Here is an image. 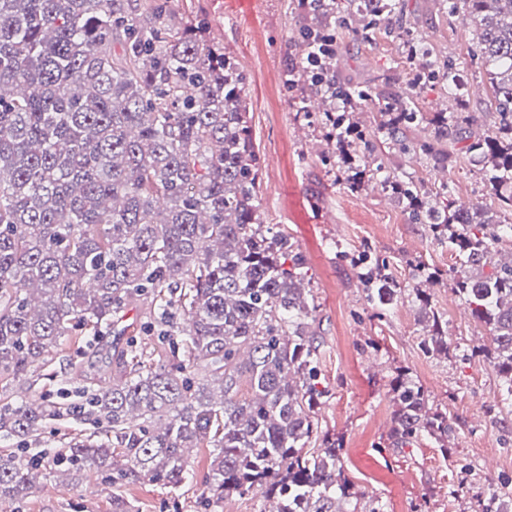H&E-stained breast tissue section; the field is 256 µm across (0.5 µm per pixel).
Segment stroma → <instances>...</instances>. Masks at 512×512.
<instances>
[{
  "instance_id": "stroma-1",
  "label": "stroma",
  "mask_w": 512,
  "mask_h": 512,
  "mask_svg": "<svg viewBox=\"0 0 512 512\" xmlns=\"http://www.w3.org/2000/svg\"><path fill=\"white\" fill-rule=\"evenodd\" d=\"M170 8L176 22L204 21L248 78L249 125L263 160L261 209L273 230L288 235L312 278L323 337L319 379L329 391L316 416L323 433L339 442L344 474L361 501H382L387 512H482L489 482L511 494L512 406L495 367L479 354L492 346L489 331L452 290L454 259L447 243L434 237L428 224L413 220L378 183L351 193L334 172L336 159L326 149L319 108L297 111L295 95L282 80L285 45L298 25L293 0H171ZM403 8L433 56L452 62L471 84L464 111H490L473 26L449 15L441 0H403ZM338 42L336 66L344 77L362 84L388 81L389 92L412 95L425 112L448 100L446 84L420 89L410 84V65L396 33L381 27L367 41L355 42L345 27ZM356 118L377 145L368 160L371 169L409 176L432 189L445 182L457 204L493 206L475 166L466 162L445 172L420 153L428 137L423 129L409 131L411 150L405 153L384 143L372 107L358 109ZM366 256L377 258L405 288L381 316L357 278L355 265ZM422 264L442 273L429 294L448 336L444 360L430 357L423 345L425 320L414 297ZM75 355L72 347L59 351L52 364L55 379L34 382L27 397L49 387L77 399L82 384L69 369ZM400 370L424 388L432 407L447 413V451L424 437L401 442L392 436L390 382ZM208 464V449L194 448L188 455L190 476L181 487L136 482L120 492L139 512H263V499L251 494L201 506ZM0 512H112V490L87 472L54 496L35 491L18 507L0 506Z\"/></svg>"
}]
</instances>
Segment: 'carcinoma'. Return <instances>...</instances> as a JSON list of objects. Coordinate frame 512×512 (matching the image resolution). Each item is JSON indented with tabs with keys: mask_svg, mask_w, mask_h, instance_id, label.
Here are the masks:
<instances>
[{
	"mask_svg": "<svg viewBox=\"0 0 512 512\" xmlns=\"http://www.w3.org/2000/svg\"><path fill=\"white\" fill-rule=\"evenodd\" d=\"M130 0H0V505L26 497L33 479H78L87 470L112 486V512H137L117 493L149 481L180 486L187 452L210 448L216 498L258 494L274 512H385L360 504L342 478L341 448L323 435L315 405L322 345L311 277L288 236L264 224L263 161L249 127L247 78L235 58L205 39L206 27L175 23L168 0L136 13ZM369 38L380 20L405 33L412 83L434 79L458 95L457 74L435 69L399 0H352ZM305 54L283 74L303 105L323 113L336 99L373 106L385 140L413 125L434 166L465 158L482 167L500 211L431 205V189L379 178L415 219L448 240L455 290L493 336L503 388L512 397V0H448V13L478 32L493 124L481 112L419 109L411 97L338 75L339 44L307 69L346 24L323 0H295ZM336 151L352 163L347 188L365 184L373 149L352 113L338 119ZM491 264L493 272L483 268ZM369 300L386 310L401 293L368 275ZM144 308L138 337L108 341L126 309ZM428 348L448 353L442 317L423 306ZM106 351L112 383L81 362L90 394L62 402L42 392L14 403L6 390L39 376L70 339ZM395 431L448 447V416L415 383L392 389ZM88 419L94 436L52 452L46 425Z\"/></svg>",
	"mask_w": 512,
	"mask_h": 512,
	"instance_id": "carcinoma-1",
	"label": "carcinoma"
}]
</instances>
